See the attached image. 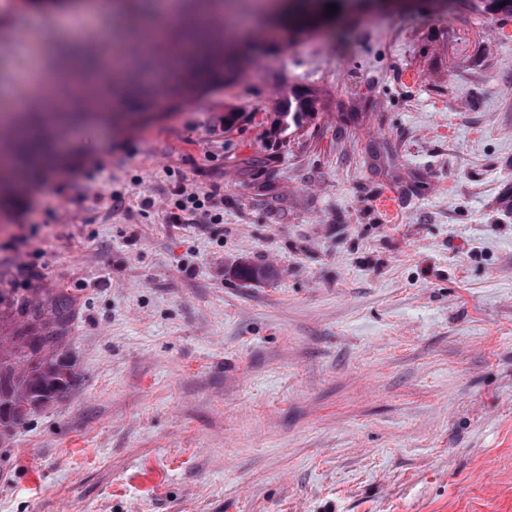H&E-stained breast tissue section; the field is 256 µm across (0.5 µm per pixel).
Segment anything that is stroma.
<instances>
[{
	"mask_svg": "<svg viewBox=\"0 0 512 512\" xmlns=\"http://www.w3.org/2000/svg\"><path fill=\"white\" fill-rule=\"evenodd\" d=\"M25 2L0 0L14 75L121 45ZM327 21L258 32L215 92L61 130L0 210V294L73 298L77 373L0 446V512H512V16ZM182 191L204 207L175 215ZM313 110L314 105L311 99H295V101H292L291 97H288L283 101L280 116L299 125L303 117Z\"/></svg>",
	"mask_w": 512,
	"mask_h": 512,
	"instance_id": "1",
	"label": "stroma"
}]
</instances>
